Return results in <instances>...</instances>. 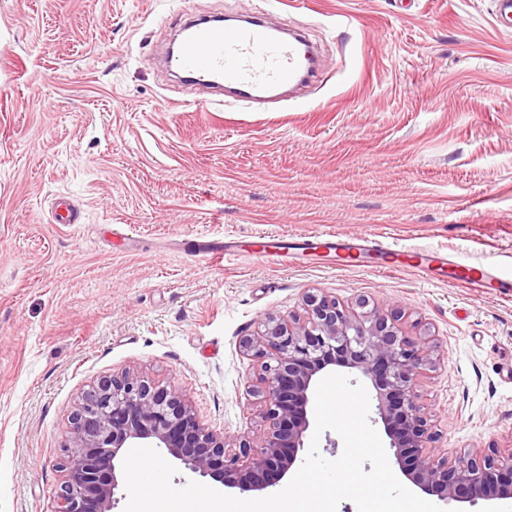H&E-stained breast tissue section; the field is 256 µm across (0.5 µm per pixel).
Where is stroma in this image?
Segmentation results:
<instances>
[{"label":"stroma","mask_w":512,"mask_h":512,"mask_svg":"<svg viewBox=\"0 0 512 512\" xmlns=\"http://www.w3.org/2000/svg\"><path fill=\"white\" fill-rule=\"evenodd\" d=\"M259 9L305 29L321 82L261 110L195 104L168 46L192 19ZM493 11L0 0V512H55L71 411L128 368L181 388L211 428L261 435L239 341L312 289L401 307L435 335L418 391L449 454L512 440V296L444 270L255 256L329 233L512 272V33ZM58 194L78 223H52ZM206 239L239 249L188 250Z\"/></svg>","instance_id":"35a3bbf8"}]
</instances>
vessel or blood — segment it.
I'll return each instance as SVG.
<instances>
[{
    "label": "vessel or blood",
    "instance_id": "b4317fda",
    "mask_svg": "<svg viewBox=\"0 0 512 512\" xmlns=\"http://www.w3.org/2000/svg\"><path fill=\"white\" fill-rule=\"evenodd\" d=\"M304 37L284 39L260 18L250 17L240 25H201L188 36L170 64L176 70L206 80L215 93L232 90L248 104L263 107L273 102L285 88L311 81L316 68L308 55ZM345 257L360 259L378 251L396 256L394 247L376 241L351 238L336 243ZM457 281L467 287L496 293H512V276L494 268L461 266Z\"/></svg>",
    "mask_w": 512,
    "mask_h": 512
}]
</instances>
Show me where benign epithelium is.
<instances>
[{
    "label": "benign epithelium",
    "instance_id": "obj_1",
    "mask_svg": "<svg viewBox=\"0 0 512 512\" xmlns=\"http://www.w3.org/2000/svg\"><path fill=\"white\" fill-rule=\"evenodd\" d=\"M303 314L266 315L240 341L259 368L252 392L266 431L232 439L206 426L182 389L123 371L101 379L75 405L61 463L55 512H112L116 464L138 446L164 448L184 466L242 492L276 485L297 461L309 428V391L330 366L359 371L376 391V410L402 474L450 503L512 498V444L448 459L417 392L437 345L425 329H404L405 312L364 297L344 303L307 292Z\"/></svg>",
    "mask_w": 512,
    "mask_h": 512
}]
</instances>
